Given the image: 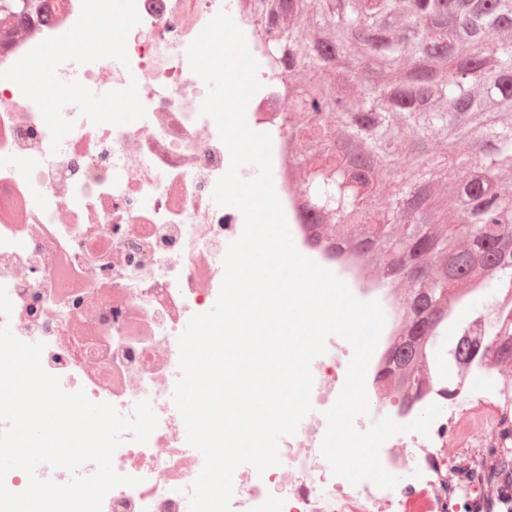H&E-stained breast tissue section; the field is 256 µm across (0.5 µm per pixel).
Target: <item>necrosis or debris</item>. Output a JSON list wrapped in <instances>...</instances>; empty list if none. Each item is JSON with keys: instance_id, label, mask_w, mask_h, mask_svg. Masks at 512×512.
<instances>
[{"instance_id": "obj_1", "label": "necrosis or debris", "mask_w": 512, "mask_h": 512, "mask_svg": "<svg viewBox=\"0 0 512 512\" xmlns=\"http://www.w3.org/2000/svg\"><path fill=\"white\" fill-rule=\"evenodd\" d=\"M48 21L21 23L0 12V70L42 40L69 30L81 0H49ZM140 22L126 41L127 62L62 64L58 77L80 79L98 94L136 83L146 109L125 125H96L76 106L63 110L73 130L59 151L38 106L10 81H0V326L27 343H43V368L65 391L132 415L149 402L158 425L147 443L125 439L113 456L137 486H119L102 512H189L191 487L203 456L187 449L186 428L172 395L180 377L178 336L189 319L209 311L219 294L225 244L238 239L242 213L216 205L213 192L230 166L214 121L201 115L208 88L190 68L187 49L221 11L260 58L244 0H136ZM261 89L246 120L269 134L274 190L297 249L345 281L354 296L378 300L386 324L368 365L369 412L356 427L383 417L406 424L429 405L442 409L428 435L399 433L380 448L383 467L398 483L381 488L333 475L321 455L330 409L347 378L353 350L338 336L311 366L313 412L286 436L280 463L233 474L232 512H470L480 488L455 482L446 453L465 437L489 446L498 439L486 421L512 416V365L489 353L449 373L454 340L440 334L422 350L412 377L386 366L407 331L409 303L399 282L367 274L359 257L337 254L336 231L325 246L309 243L303 201L286 165L297 110L287 77L260 66ZM498 376L495 408L467 411L476 375Z\"/></svg>"}]
</instances>
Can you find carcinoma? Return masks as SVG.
I'll list each match as a JSON object with an SVG mask.
<instances>
[{"mask_svg":"<svg viewBox=\"0 0 512 512\" xmlns=\"http://www.w3.org/2000/svg\"><path fill=\"white\" fill-rule=\"evenodd\" d=\"M16 19L46 10L38 0H0ZM265 54L288 70V94L301 110L299 136L310 153L301 168L304 205L316 223H346L336 251L370 257L387 280L407 281L408 335L394 347V368L413 366L420 338L437 333L459 283L512 279V200L499 193L512 174V0H249ZM343 57L344 74L361 85L358 99L328 95L320 75ZM448 153L432 155L437 140ZM473 152L462 156L457 143ZM396 168L387 201L377 182ZM454 173L458 208L435 192ZM469 238L460 251L448 233ZM495 347L512 358V331L494 327L486 346L464 334L455 358L468 363ZM484 509L512 500V468L495 469Z\"/></svg>","mask_w":512,"mask_h":512,"instance_id":"carcinoma-1","label":"carcinoma"}]
</instances>
